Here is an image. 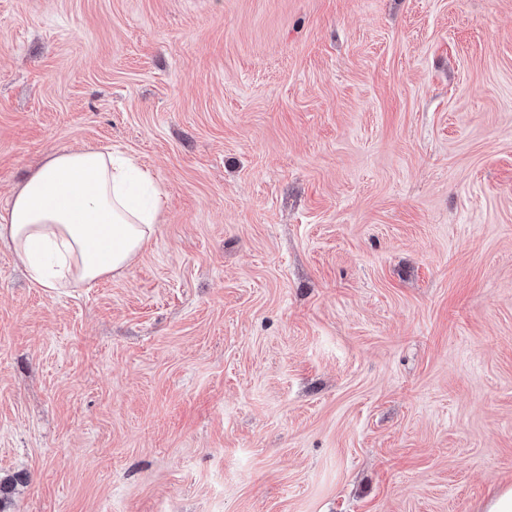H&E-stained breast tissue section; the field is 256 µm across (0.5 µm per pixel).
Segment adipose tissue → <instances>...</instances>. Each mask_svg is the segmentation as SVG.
<instances>
[{
	"instance_id": "obj_1",
	"label": "adipose tissue",
	"mask_w": 512,
	"mask_h": 512,
	"mask_svg": "<svg viewBox=\"0 0 512 512\" xmlns=\"http://www.w3.org/2000/svg\"><path fill=\"white\" fill-rule=\"evenodd\" d=\"M163 213L148 172L116 150L51 154L0 213L31 279L53 290L122 274L150 244Z\"/></svg>"
}]
</instances>
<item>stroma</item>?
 <instances>
[{"instance_id":"stroma-1","label":"stroma","mask_w":512,"mask_h":512,"mask_svg":"<svg viewBox=\"0 0 512 512\" xmlns=\"http://www.w3.org/2000/svg\"><path fill=\"white\" fill-rule=\"evenodd\" d=\"M167 196L122 276L0 243V512H485L512 485V0H0V211ZM161 194L120 151L53 153L0 213V239L40 286H84L122 274L147 248L163 213Z\"/></svg>"}]
</instances>
